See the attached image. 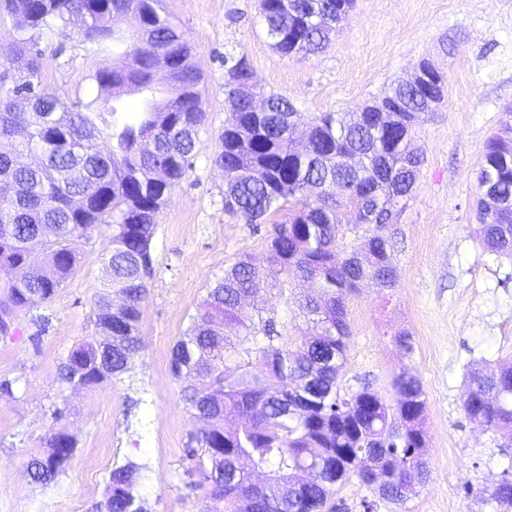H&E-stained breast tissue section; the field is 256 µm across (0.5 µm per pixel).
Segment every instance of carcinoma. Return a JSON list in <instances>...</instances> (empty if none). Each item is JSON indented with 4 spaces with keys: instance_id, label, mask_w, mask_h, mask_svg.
<instances>
[{
    "instance_id": "carcinoma-1",
    "label": "carcinoma",
    "mask_w": 512,
    "mask_h": 512,
    "mask_svg": "<svg viewBox=\"0 0 512 512\" xmlns=\"http://www.w3.org/2000/svg\"><path fill=\"white\" fill-rule=\"evenodd\" d=\"M354 0H258L272 47L286 57L322 53ZM141 18L134 31L117 20ZM11 24L26 57L27 80L19 82L0 60V329L30 296L52 298L74 273L70 240L100 224L112 227L107 283L95 298L97 335L83 339L61 362L70 386L93 387L122 374L141 349L140 303L153 275L158 217L171 193L193 168L203 119L201 75L187 62L192 47L162 15L161 0H0V24ZM77 36L107 46L119 63L92 75L97 94L70 102L50 90L40 71L42 40ZM170 67L166 89L153 85L154 66ZM446 79L426 93L399 81L383 99L399 107L402 122L387 128L354 123L350 112L310 116L285 97L252 82L243 57L224 56V90L236 112L224 124L213 161L224 171V208L256 224L285 210L268 249L269 272L245 254L224 269L171 352L174 376L204 378L207 393L185 388L182 401L200 426L186 459L208 464L210 494L234 512H322L332 488L357 477L381 499L403 504L429 473L421 381L402 374L394 382L395 405L364 387L341 393L339 378L350 334L344 299L357 282L395 286L388 256L393 234L367 223L363 211L395 210L416 182L421 158L410 149L419 113L444 99ZM140 94L137 105L124 95ZM266 110L252 111L254 95ZM307 127L308 146L297 154L293 137ZM106 140L107 151L100 141ZM502 136L484 147L477 194L490 182L501 206L476 210L477 233L487 247L512 258V162L499 153ZM359 244L338 258L339 216ZM42 250L55 276L47 279L25 264V253ZM279 295L296 279L315 294L294 297L291 323L268 305V278ZM252 303L253 312H242ZM240 328L238 336L224 327ZM278 378L263 386L253 361ZM466 417L512 442V362L470 374L461 396ZM240 416L238 427L226 416ZM47 451L31 460L41 484L63 470L74 447L61 431L46 438ZM132 462L112 469L104 512H143ZM266 478L254 479V471ZM500 512H512V471L486 491Z\"/></svg>"
}]
</instances>
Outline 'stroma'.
<instances>
[{
	"instance_id": "obj_1",
	"label": "stroma",
	"mask_w": 512,
	"mask_h": 512,
	"mask_svg": "<svg viewBox=\"0 0 512 512\" xmlns=\"http://www.w3.org/2000/svg\"><path fill=\"white\" fill-rule=\"evenodd\" d=\"M192 43L206 112L194 167L159 216L154 275L141 303L140 351L119 378L72 389L60 376L68 351L95 335L94 298L107 279L112 231L70 241L77 269L53 298L16 310L0 335V512H102L109 474L135 462L146 512H231L216 503L184 450L197 426L170 370L174 344L217 277L240 255L265 264L277 220L248 224L225 212L224 175L212 162L232 105L224 57L245 56L255 81L303 112H357L423 60L447 78L443 103L421 114L413 143L423 157L400 214L391 262L394 288L363 281L345 300L350 334L339 384L370 387L394 402V377H418L426 394L429 475L405 505L376 512H496L480 491L507 459L499 434L470 421L461 395L470 372L512 361V259L477 235L476 176L486 141L512 125V0H355L327 50L302 60L275 51L257 0H163ZM42 78L71 101L96 92L92 74L111 52L81 39L42 42ZM411 336L412 355L398 346ZM61 429L76 441L58 478L35 483L32 457Z\"/></svg>"
}]
</instances>
